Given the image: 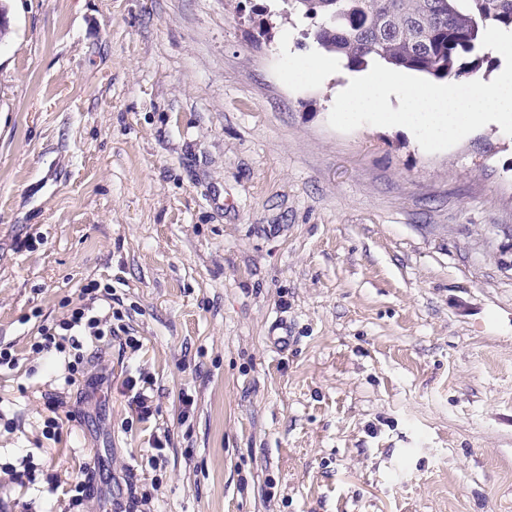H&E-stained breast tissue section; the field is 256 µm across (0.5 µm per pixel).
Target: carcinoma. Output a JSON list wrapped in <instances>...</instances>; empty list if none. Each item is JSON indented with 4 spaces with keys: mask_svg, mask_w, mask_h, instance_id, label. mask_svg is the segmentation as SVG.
Instances as JSON below:
<instances>
[{
    "mask_svg": "<svg viewBox=\"0 0 512 512\" xmlns=\"http://www.w3.org/2000/svg\"><path fill=\"white\" fill-rule=\"evenodd\" d=\"M314 21L302 36L346 59L382 62L454 80L457 62L477 54L489 27L512 30V0H283Z\"/></svg>",
    "mask_w": 512,
    "mask_h": 512,
    "instance_id": "cac0c4a2",
    "label": "carcinoma"
}]
</instances>
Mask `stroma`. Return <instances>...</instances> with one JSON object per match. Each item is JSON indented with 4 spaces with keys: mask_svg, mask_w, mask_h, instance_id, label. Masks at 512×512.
Masks as SVG:
<instances>
[{
    "mask_svg": "<svg viewBox=\"0 0 512 512\" xmlns=\"http://www.w3.org/2000/svg\"><path fill=\"white\" fill-rule=\"evenodd\" d=\"M0 5V512L91 462L84 512L127 472L154 512H512V136L334 130L362 71L307 74L282 0ZM93 280L141 347L86 345L105 382L56 444L31 346ZM152 382L151 377L142 372L138 374V378L130 375L124 382L128 393L129 407L142 421L148 420L153 416L152 401H150L149 396L145 394L146 390L152 385ZM141 383L142 385L140 386Z\"/></svg>",
    "mask_w": 512,
    "mask_h": 512,
    "instance_id": "1",
    "label": "stroma"
}]
</instances>
